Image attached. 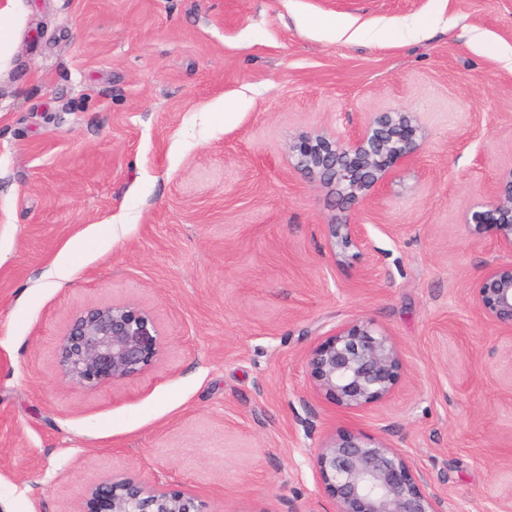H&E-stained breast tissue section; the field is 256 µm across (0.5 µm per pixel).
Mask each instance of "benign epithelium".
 I'll use <instances>...</instances> for the list:
<instances>
[{
  "label": "benign epithelium",
  "mask_w": 512,
  "mask_h": 512,
  "mask_svg": "<svg viewBox=\"0 0 512 512\" xmlns=\"http://www.w3.org/2000/svg\"><path fill=\"white\" fill-rule=\"evenodd\" d=\"M422 145V127L403 110L380 112L362 132L347 139L307 135L292 150L296 167L341 201L374 202L389 174L413 159ZM476 235L490 233L512 253V169L488 192L482 209L465 215ZM338 255L363 242L345 220L327 225ZM475 303L496 326L512 332V261L488 269L474 289ZM160 340L154 318L130 304L95 306L75 314L57 349V366L73 384L94 388L118 383L149 369ZM316 392L347 410H361L389 397L400 378V351L370 321L337 325L305 356ZM324 491L335 512H440V500L421 487L408 458L384 441L358 433L334 437L317 448ZM107 512H210L204 501L132 477L114 476L87 488Z\"/></svg>",
  "instance_id": "benign-epithelium-1"
}]
</instances>
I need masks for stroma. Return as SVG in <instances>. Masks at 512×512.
Returning a JSON list of instances; mask_svg holds the SVG:
<instances>
[{
	"label": "stroma",
	"mask_w": 512,
	"mask_h": 512,
	"mask_svg": "<svg viewBox=\"0 0 512 512\" xmlns=\"http://www.w3.org/2000/svg\"><path fill=\"white\" fill-rule=\"evenodd\" d=\"M8 1L0 512H90L111 474L209 512H333L316 450L345 433L406 454L444 512H512V335L472 299L512 253L464 222L512 170V0ZM393 110L423 145L375 205L296 168L300 136ZM337 219L364 229L341 258ZM112 303L153 314L157 361L68 383L69 321ZM358 318L403 370L351 411L305 355Z\"/></svg>",
	"instance_id": "1"
}]
</instances>
